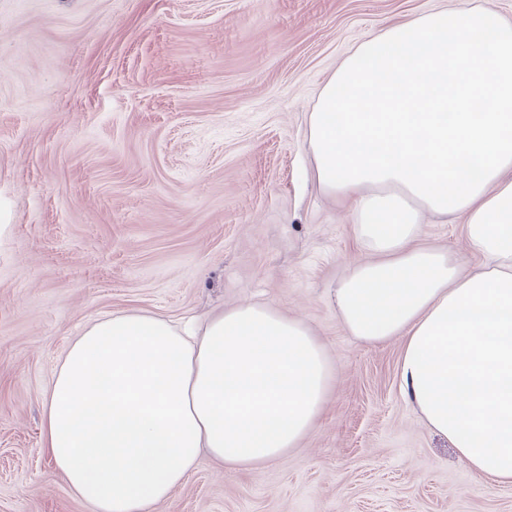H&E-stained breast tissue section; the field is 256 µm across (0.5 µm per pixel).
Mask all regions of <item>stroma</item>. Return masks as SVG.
I'll return each instance as SVG.
<instances>
[{"instance_id":"stroma-1","label":"stroma","mask_w":512,"mask_h":512,"mask_svg":"<svg viewBox=\"0 0 512 512\" xmlns=\"http://www.w3.org/2000/svg\"><path fill=\"white\" fill-rule=\"evenodd\" d=\"M482 0H0V512H94L41 437L54 370L95 320L303 318L335 384L299 448L202 459L153 512H512L408 402L400 344L348 336L330 295L363 258L313 177L309 114L368 36ZM425 244L480 264L463 224Z\"/></svg>"}]
</instances>
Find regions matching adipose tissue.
<instances>
[{
	"label": "adipose tissue",
	"mask_w": 512,
	"mask_h": 512,
	"mask_svg": "<svg viewBox=\"0 0 512 512\" xmlns=\"http://www.w3.org/2000/svg\"><path fill=\"white\" fill-rule=\"evenodd\" d=\"M315 176L368 257L333 300L346 330L400 339L405 394L460 461L512 485V21L492 0L369 37L309 116ZM481 264L421 241L423 214ZM300 318L240 303L183 330L139 312L85 328L54 372L43 440L95 512H150L209 457L254 470L297 448L333 386Z\"/></svg>",
	"instance_id": "adipose-tissue-1"
}]
</instances>
